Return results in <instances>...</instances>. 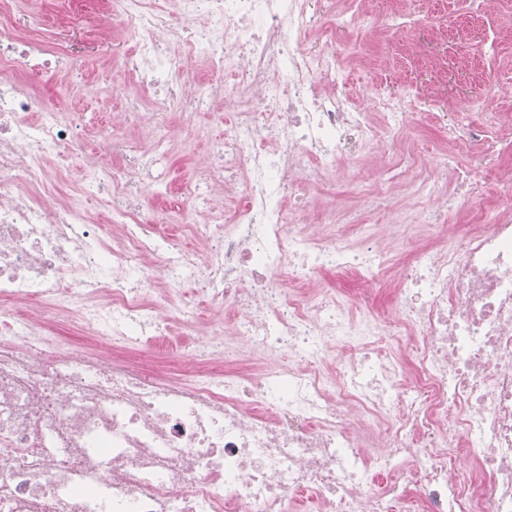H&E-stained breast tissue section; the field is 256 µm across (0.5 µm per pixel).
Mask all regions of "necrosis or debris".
<instances>
[{
    "label": "necrosis or debris",
    "instance_id": "necrosis-or-debris-1",
    "mask_svg": "<svg viewBox=\"0 0 512 512\" xmlns=\"http://www.w3.org/2000/svg\"><path fill=\"white\" fill-rule=\"evenodd\" d=\"M95 6L104 27L127 26L125 67L156 103L125 118L150 119L158 137L143 155L112 139L129 165L91 163L90 183L64 196L83 156L76 124L24 81L78 60L19 30L15 0H0V512H512V198L484 199L442 253L393 222L400 264L349 241L359 212H329L315 234L302 187L384 147L407 118L392 97L336 91L354 22L313 0ZM199 56L229 83L199 77ZM494 94L476 103L487 123L448 125L485 159L505 149ZM219 99L228 213L205 167L180 223L146 218L134 191L159 180L169 110L189 120ZM328 271L357 272L363 287L310 294L308 273ZM197 277L263 369L225 368L219 333L180 381L45 334L73 311L87 335L168 350ZM378 285L399 312L386 326ZM452 445L474 449L469 466Z\"/></svg>",
    "mask_w": 512,
    "mask_h": 512
}]
</instances>
